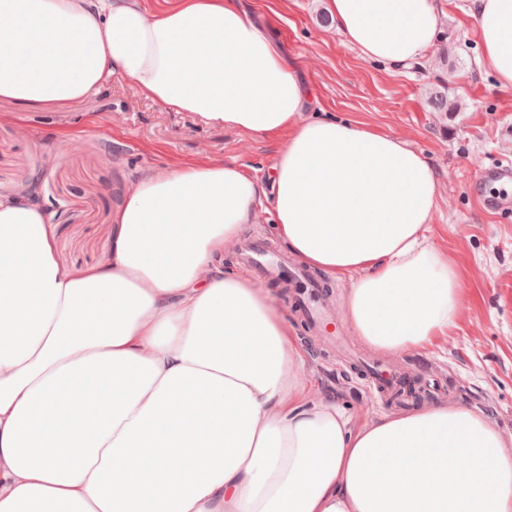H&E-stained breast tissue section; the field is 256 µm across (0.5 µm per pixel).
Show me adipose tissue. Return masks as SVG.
<instances>
[{
    "instance_id": "1",
    "label": "adipose tissue",
    "mask_w": 512,
    "mask_h": 512,
    "mask_svg": "<svg viewBox=\"0 0 512 512\" xmlns=\"http://www.w3.org/2000/svg\"><path fill=\"white\" fill-rule=\"evenodd\" d=\"M366 60L425 58L437 0H328ZM512 87V0H473ZM0 102L78 103L118 72L166 108L260 138L271 173L197 160L143 176L107 262L54 255L50 215L0 194V512H512V446L439 404L354 426L308 399L275 299L225 274L224 243L269 202L302 264L348 282L353 332L400 356L457 325V265L431 243L429 160L312 92L238 0H0Z\"/></svg>"
}]
</instances>
